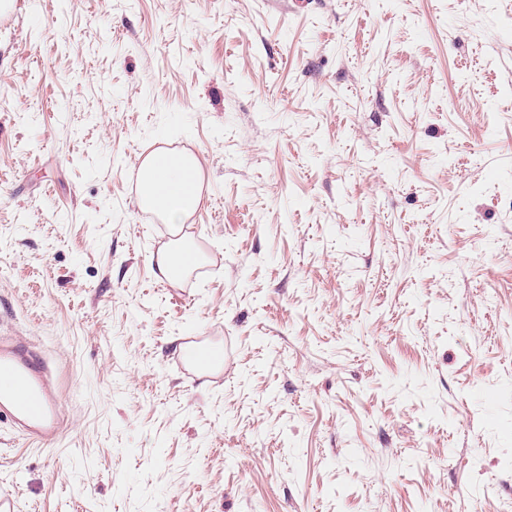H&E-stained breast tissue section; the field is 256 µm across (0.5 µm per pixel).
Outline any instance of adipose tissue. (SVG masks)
I'll use <instances>...</instances> for the list:
<instances>
[{
    "mask_svg": "<svg viewBox=\"0 0 512 512\" xmlns=\"http://www.w3.org/2000/svg\"><path fill=\"white\" fill-rule=\"evenodd\" d=\"M203 200L199 162L195 155L179 152L166 165L157 155L147 156L138 178L137 204L145 211L159 213L164 222L182 227Z\"/></svg>",
    "mask_w": 512,
    "mask_h": 512,
    "instance_id": "obj_1",
    "label": "adipose tissue"
}]
</instances>
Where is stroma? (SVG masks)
<instances>
[{"mask_svg":"<svg viewBox=\"0 0 512 512\" xmlns=\"http://www.w3.org/2000/svg\"><path fill=\"white\" fill-rule=\"evenodd\" d=\"M1 335L67 414L0 424L13 512H512V0H11ZM162 155H172L174 160L159 164ZM202 200V179L195 155L161 150L144 159L137 194V204L142 210L159 213L165 223L181 230ZM177 238L160 249L154 257L159 272L170 282L179 281L188 270L192 269L182 265L184 254H193L196 265L203 260V254L193 247L185 235ZM220 359H222V352L218 348L209 345L192 347L182 356L185 365L194 369L210 366Z\"/></svg>","mask_w":512,"mask_h":512,"instance_id":"stroma-1","label":"stroma"}]
</instances>
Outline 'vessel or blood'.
I'll use <instances>...</instances> for the list:
<instances>
[{
    "mask_svg": "<svg viewBox=\"0 0 512 512\" xmlns=\"http://www.w3.org/2000/svg\"><path fill=\"white\" fill-rule=\"evenodd\" d=\"M209 345L186 351L185 365L201 369L220 360ZM0 422L8 423L29 443L55 441L64 417L52 373L43 356L27 341L0 336Z\"/></svg>",
    "mask_w": 512,
    "mask_h": 512,
    "instance_id": "1",
    "label": "vessel or blood"
}]
</instances>
